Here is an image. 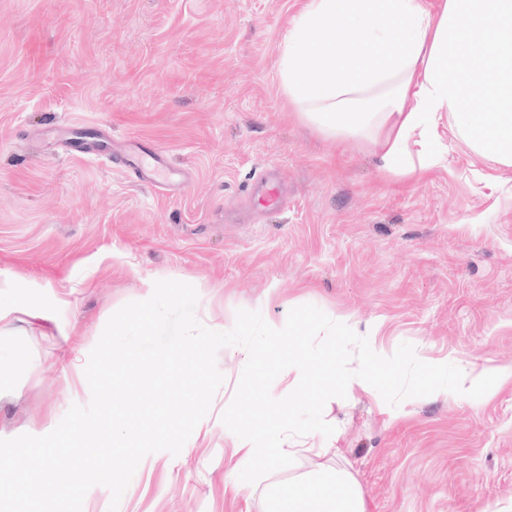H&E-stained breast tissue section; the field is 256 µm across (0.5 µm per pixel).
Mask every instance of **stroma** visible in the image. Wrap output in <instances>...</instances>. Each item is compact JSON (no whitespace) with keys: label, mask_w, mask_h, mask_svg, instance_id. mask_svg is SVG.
I'll use <instances>...</instances> for the list:
<instances>
[{"label":"stroma","mask_w":512,"mask_h":512,"mask_svg":"<svg viewBox=\"0 0 512 512\" xmlns=\"http://www.w3.org/2000/svg\"><path fill=\"white\" fill-rule=\"evenodd\" d=\"M307 0H0V438L52 431L91 394L84 368L108 319L155 281L195 286L197 319L237 310L282 327L313 304L385 351L475 368L465 399L376 390L331 403L324 456L257 465L270 483L346 469L368 512H512V169L437 124L438 165L396 178L368 141L299 121L280 87L282 43ZM107 130L162 150L177 190L142 182L121 152L89 160L60 139ZM272 173L287 203L256 207ZM37 306L49 321L30 318ZM225 377L181 452L140 463L118 512H266L234 494ZM342 450L341 457L330 448Z\"/></svg>","instance_id":"obj_1"}]
</instances>
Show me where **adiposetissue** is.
I'll use <instances>...</instances> for the list:
<instances>
[{"label":"adipose tissue","mask_w":512,"mask_h":512,"mask_svg":"<svg viewBox=\"0 0 512 512\" xmlns=\"http://www.w3.org/2000/svg\"><path fill=\"white\" fill-rule=\"evenodd\" d=\"M280 75L302 122L329 139L372 141L390 175L435 164L443 115L475 154L512 168V0H443L436 13L426 0H307ZM265 496L268 512H367L342 469Z\"/></svg>","instance_id":"adipose-tissue-1"}]
</instances>
